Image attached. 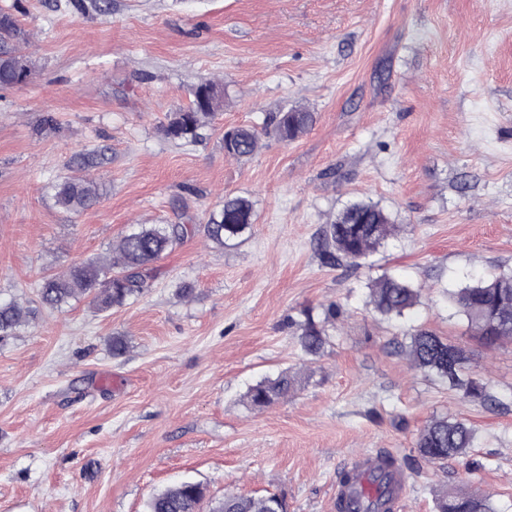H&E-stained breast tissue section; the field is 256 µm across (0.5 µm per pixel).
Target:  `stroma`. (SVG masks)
<instances>
[{
	"instance_id": "obj_1",
	"label": "stroma",
	"mask_w": 512,
	"mask_h": 512,
	"mask_svg": "<svg viewBox=\"0 0 512 512\" xmlns=\"http://www.w3.org/2000/svg\"><path fill=\"white\" fill-rule=\"evenodd\" d=\"M94 3L0 0L31 64L0 88V298L30 305L44 276L108 258L137 225L184 209L203 220L228 194L249 197L256 221L222 248L193 232L131 304L44 310L0 344V512H144L183 480L213 501L278 492L288 512H336L337 477L367 452L407 473L401 512H435L465 484L512 512V410L468 401L406 355L413 330L432 331L512 403V342L481 346L446 297L512 271V0ZM206 79L222 111L196 141L166 138ZM293 105L316 114L305 135L225 156V129ZM92 150L107 156L90 172L102 199L59 209L54 185ZM361 201L396 234L361 267L322 265V228ZM386 273L421 291L403 317L367 304ZM329 302L336 327L308 356L296 323ZM284 369L294 392L251 409L248 387ZM445 416L470 423L475 446L427 463L417 432Z\"/></svg>"
}]
</instances>
